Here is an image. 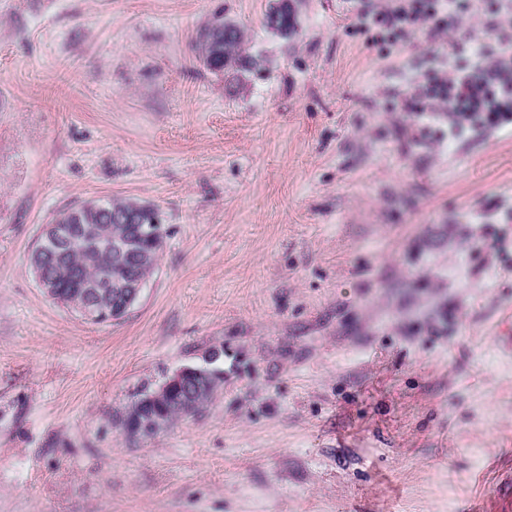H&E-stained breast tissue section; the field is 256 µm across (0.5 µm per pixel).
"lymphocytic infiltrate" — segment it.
<instances>
[{
    "mask_svg": "<svg viewBox=\"0 0 512 512\" xmlns=\"http://www.w3.org/2000/svg\"><path fill=\"white\" fill-rule=\"evenodd\" d=\"M488 19L485 33L461 30L449 51L426 54L398 100L416 120L438 118L456 132L512 124V0H358V31L391 47L419 32L437 35L462 17Z\"/></svg>",
    "mask_w": 512,
    "mask_h": 512,
    "instance_id": "obj_1",
    "label": "lymphocytic infiltrate"
}]
</instances>
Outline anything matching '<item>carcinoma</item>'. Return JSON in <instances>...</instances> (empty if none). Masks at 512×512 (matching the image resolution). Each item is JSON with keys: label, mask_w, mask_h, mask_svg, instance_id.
Masks as SVG:
<instances>
[{"label": "carcinoma", "mask_w": 512, "mask_h": 512, "mask_svg": "<svg viewBox=\"0 0 512 512\" xmlns=\"http://www.w3.org/2000/svg\"><path fill=\"white\" fill-rule=\"evenodd\" d=\"M267 29L288 38L295 33L297 20L293 0H278L264 18ZM195 52L210 72L216 75L236 76L238 72L255 64V59L244 48L243 29L226 19L224 12L214 13L197 32ZM151 206L129 198L109 197L99 200V204L86 208L71 207L61 211L65 224H93L102 243L87 249L79 242L68 251L64 259L45 257V274L53 281L58 293L66 298L87 289V286L102 278L112 280V287L101 288L103 300L110 306L124 303L126 283L130 269L125 253L118 248L126 245L128 250L140 253L137 275L151 280L157 270L159 253L163 247L165 230L155 224L146 235L132 237L131 225L123 224L119 217L128 214L145 215ZM218 387L216 382L191 384L185 393L168 394L162 385L147 387L128 408L132 413L138 410L148 396L160 397L156 408L163 421L170 425L180 418L192 416L203 409L213 398Z\"/></svg>", "instance_id": "cac0c4a2"}]
</instances>
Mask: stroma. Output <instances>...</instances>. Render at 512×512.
<instances>
[{
	"mask_svg": "<svg viewBox=\"0 0 512 512\" xmlns=\"http://www.w3.org/2000/svg\"><path fill=\"white\" fill-rule=\"evenodd\" d=\"M0 0V512H464L512 469V131L422 139L354 0ZM223 12L260 67L194 42ZM166 228L122 320L46 299L60 210ZM224 349L212 402L132 439L143 387ZM293 0H279L264 18L267 29L283 38L291 37L296 30L297 20Z\"/></svg>",
	"mask_w": 512,
	"mask_h": 512,
	"instance_id": "35a3bbf8",
	"label": "stroma"
}]
</instances>
